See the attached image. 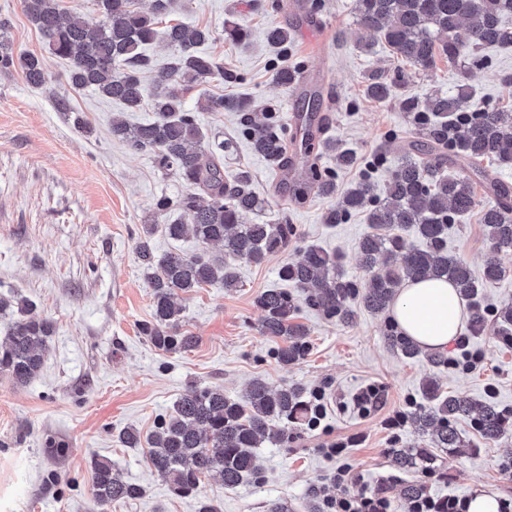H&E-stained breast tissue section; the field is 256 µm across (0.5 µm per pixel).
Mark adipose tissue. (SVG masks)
I'll list each match as a JSON object with an SVG mask.
<instances>
[{
	"label": "adipose tissue",
	"instance_id": "ef3b65f1",
	"mask_svg": "<svg viewBox=\"0 0 512 512\" xmlns=\"http://www.w3.org/2000/svg\"><path fill=\"white\" fill-rule=\"evenodd\" d=\"M392 317L421 347L437 351L459 334L465 319L464 302L448 282L409 283L401 288Z\"/></svg>",
	"mask_w": 512,
	"mask_h": 512
}]
</instances>
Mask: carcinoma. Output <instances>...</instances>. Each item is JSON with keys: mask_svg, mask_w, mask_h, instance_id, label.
Masks as SVG:
<instances>
[{"mask_svg": "<svg viewBox=\"0 0 512 512\" xmlns=\"http://www.w3.org/2000/svg\"><path fill=\"white\" fill-rule=\"evenodd\" d=\"M62 2L23 0V10L51 53L69 62L67 81L72 89H92L135 111L145 93L141 74L156 71L150 93L154 118L131 125L115 116L112 136L135 152L153 154L163 172L186 184V194L174 201L160 198L155 204L161 216L171 209L179 212L176 220L164 225L165 234L175 240L189 237L205 246L220 244L224 248L221 257L203 249L191 256L170 252L157 259L150 243L154 225L143 226L137 254L147 270L153 313L142 331L164 352L188 350L197 338L180 331L181 308L175 303L178 293L216 285L233 291L239 287L237 262L258 265L268 255L288 249L296 235L292 224L245 222L248 215L263 208L264 201L248 172L224 177V143L212 145L210 158L202 160L205 141L198 113L226 108L243 113L244 137L252 152L278 169L285 166L288 148L293 146L288 141L286 119L257 120L251 103L245 100L226 104L222 97L200 96L195 107L186 105L187 93L224 78V67L201 50L213 32L179 22L163 30L173 48L167 63L158 67L145 54V47L158 35L159 20L170 12V0H151L147 11L138 7L136 0H97L102 21L94 25L76 12H66ZM355 10L363 28L376 33L401 62L421 70L433 67L438 57L450 65L462 59L482 65L486 63L483 49L512 45V27L504 21L512 14V0H355ZM264 37L278 54L273 63L274 80L288 87L296 85L299 72L288 65L292 34L285 27L271 25ZM0 72H19L35 87L45 83L42 58L14 53L2 32ZM397 83L396 78L375 73L368 77L364 92L373 100L385 101ZM404 107L425 126V141L415 155L403 159L390 173L384 197L372 194L365 176L323 215L326 224H344L353 214L365 212L369 231L360 241L363 265L372 269L383 255L384 266L362 285L340 273L336 256L309 245L279 271L281 280L297 288L300 297L283 288H266L255 297L263 312L261 333L280 340L275 356L283 365L294 364L307 353L308 330L295 321L300 298L348 323L354 317L349 305L354 298L367 309L384 313L405 283L432 278L447 280L463 299L473 302L479 283L495 282L505 275L501 266L490 262L481 279H476L464 260L448 254V225L479 206L491 244L512 248V188L490 185L486 192L490 200L481 205L476 182L469 176L446 174L445 166L451 163L475 169L484 161L512 164V109L493 105L471 110L463 91L455 96L435 95L422 104L409 97L404 99ZM317 145L336 154V168L355 164L353 154L339 150L330 140L316 141L312 131H307L304 151L310 153ZM310 185L319 195L334 197L336 173L318 163L311 165L304 181L296 186L294 200H304ZM409 232L420 243L409 242ZM31 312L29 303L0 295V314L12 316L9 335L0 342V371L19 385L28 384L41 370L42 349L53 332L48 320ZM387 339L408 358L421 353L418 344L392 326ZM422 393L425 404L413 412V424L423 435L432 433L439 448L460 447L452 426L460 416H473L477 429L487 438L502 432V412L492 403L445 397L430 382L422 385ZM305 394L300 385L272 389L261 379L253 380L240 399L224 395L218 387L193 388L179 398L147 438L148 463L173 494L195 498L197 512H215L199 494L203 480L216 474L225 486L236 487L256 477L255 449L281 439L284 430L276 423L299 422L306 411ZM432 461L427 448L395 451L394 464L402 470L422 468ZM92 468L97 501L121 502L140 494L138 486L115 476L108 463L95 459Z\"/></svg>", "mask_w": 512, "mask_h": 512, "instance_id": "1", "label": "carcinoma"}]
</instances>
